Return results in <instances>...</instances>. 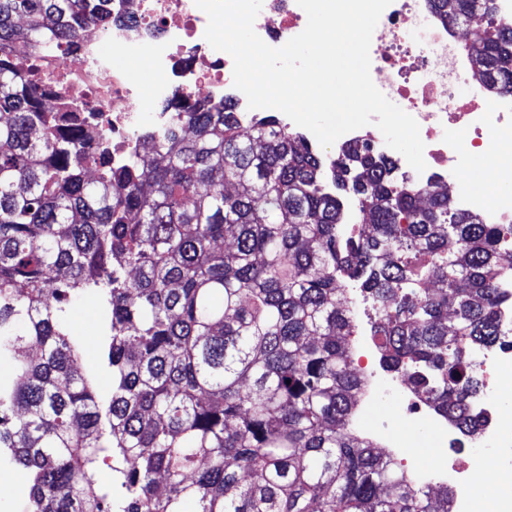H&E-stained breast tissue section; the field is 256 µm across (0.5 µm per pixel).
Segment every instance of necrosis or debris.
I'll return each mask as SVG.
<instances>
[{
	"label": "necrosis or debris",
	"instance_id": "1",
	"mask_svg": "<svg viewBox=\"0 0 512 512\" xmlns=\"http://www.w3.org/2000/svg\"><path fill=\"white\" fill-rule=\"evenodd\" d=\"M112 23L97 27L69 53L52 52L40 69L53 94L64 96L103 121L97 137L112 141V158H142L145 135L171 125L178 98L232 99L241 125L260 110L247 107L233 85V59L204 37L208 19L194 0H111ZM307 24L296 0H263L254 28L268 45L279 47ZM370 70L375 86L399 102L420 126L425 144L426 184L459 185L469 158L489 156L501 142H512V93L492 92L475 77L476 66L464 42L432 12L430 0H392L373 32ZM144 64L153 79L132 81L113 56ZM458 206L486 224L512 223V194L495 202L460 189ZM489 375L479 409L486 426L463 465L440 460L421 466L424 484L449 478L455 488L451 512H512V345L477 356Z\"/></svg>",
	"mask_w": 512,
	"mask_h": 512
}]
</instances>
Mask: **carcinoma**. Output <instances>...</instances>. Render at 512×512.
<instances>
[{
  "instance_id": "carcinoma-1",
  "label": "carcinoma",
  "mask_w": 512,
  "mask_h": 512,
  "mask_svg": "<svg viewBox=\"0 0 512 512\" xmlns=\"http://www.w3.org/2000/svg\"><path fill=\"white\" fill-rule=\"evenodd\" d=\"M106 2L0 0V454L30 474L28 512H451L448 491L352 432L369 382L344 289L373 296L382 368L475 436L471 353L509 335L512 224L397 184L367 146L326 158L273 114L243 127L228 99L178 101L147 163H112L16 57L112 24ZM482 8L432 5L449 26ZM468 52L483 84L512 90V24ZM81 291L102 300L84 373Z\"/></svg>"
}]
</instances>
